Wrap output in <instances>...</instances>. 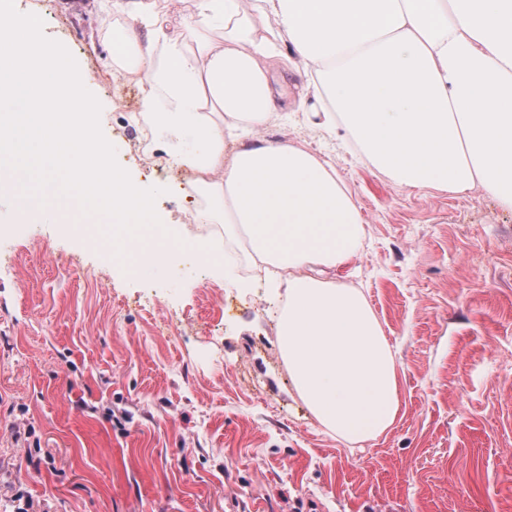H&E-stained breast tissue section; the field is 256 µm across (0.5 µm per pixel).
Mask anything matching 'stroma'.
<instances>
[{
  "instance_id": "stroma-1",
  "label": "stroma",
  "mask_w": 512,
  "mask_h": 512,
  "mask_svg": "<svg viewBox=\"0 0 512 512\" xmlns=\"http://www.w3.org/2000/svg\"><path fill=\"white\" fill-rule=\"evenodd\" d=\"M15 7L96 70L102 132L132 180L165 186L161 222L208 209L147 168L100 0L69 22ZM258 134L327 159L361 210L331 277L360 282L391 347L392 427L356 447L313 416L250 250L220 276L189 251L132 277L76 225L0 223V512H512V209L401 186L300 112Z\"/></svg>"
}]
</instances>
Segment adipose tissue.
I'll return each mask as SVG.
<instances>
[{
	"instance_id": "adipose-tissue-1",
	"label": "adipose tissue",
	"mask_w": 512,
	"mask_h": 512,
	"mask_svg": "<svg viewBox=\"0 0 512 512\" xmlns=\"http://www.w3.org/2000/svg\"><path fill=\"white\" fill-rule=\"evenodd\" d=\"M181 0H147L114 24L112 58L146 72L140 116L172 168L191 173L224 235L247 234L280 272L288 303L278 341L293 384L349 445L389 429L399 409L391 348L363 295L327 279L361 245V214L326 160L293 144L247 140L287 111L273 85L281 42L304 66L306 110L357 142L398 184L462 193L479 186L512 207V0H196L222 42L190 50L166 15ZM282 29L258 34L255 17ZM163 48L155 57L138 26ZM284 224L287 235L271 236Z\"/></svg>"
}]
</instances>
